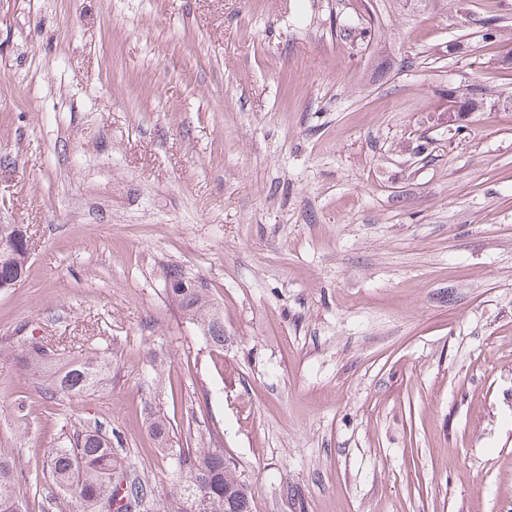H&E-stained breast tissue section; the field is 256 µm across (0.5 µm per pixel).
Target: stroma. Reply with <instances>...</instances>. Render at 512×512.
Segmentation results:
<instances>
[{"mask_svg": "<svg viewBox=\"0 0 512 512\" xmlns=\"http://www.w3.org/2000/svg\"><path fill=\"white\" fill-rule=\"evenodd\" d=\"M493 22L494 44L482 40ZM512 0H0V448L28 512L98 424L157 496L223 448L252 512H512ZM224 312L223 356L167 291ZM106 349L94 393L16 363ZM29 251L27 233L19 224H0V280L12 285L21 283L27 271ZM19 279V280H17ZM16 283V285H17Z\"/></svg>", "mask_w": 512, "mask_h": 512, "instance_id": "stroma-1", "label": "stroma"}]
</instances>
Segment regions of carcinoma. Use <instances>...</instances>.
<instances>
[{
    "label": "carcinoma",
    "instance_id": "carcinoma-1",
    "mask_svg": "<svg viewBox=\"0 0 512 512\" xmlns=\"http://www.w3.org/2000/svg\"><path fill=\"white\" fill-rule=\"evenodd\" d=\"M471 100L477 104L512 105L483 85L472 87ZM29 251L27 233L19 224H0V280L12 285L25 277ZM169 278L186 284L169 293L183 312L201 329L217 351H224V318L204 289L192 285L181 272ZM25 370L39 376L49 393L69 397L97 388L112 368L107 352L76 355L61 364L49 361L44 344L32 340L20 352ZM151 432L158 445L167 448L168 430L164 420L152 417ZM179 481L193 486L194 497L174 487L167 495L164 512H252V494L238 474L235 463L222 448H168ZM46 468L58 496L45 498L43 512L59 508L66 500L68 512H150L156 494L146 479L124 468L112 448V439L98 426L87 427L61 441L46 459ZM0 512H26L19 488V468L13 451L0 448Z\"/></svg>",
    "mask_w": 512,
    "mask_h": 512
}]
</instances>
